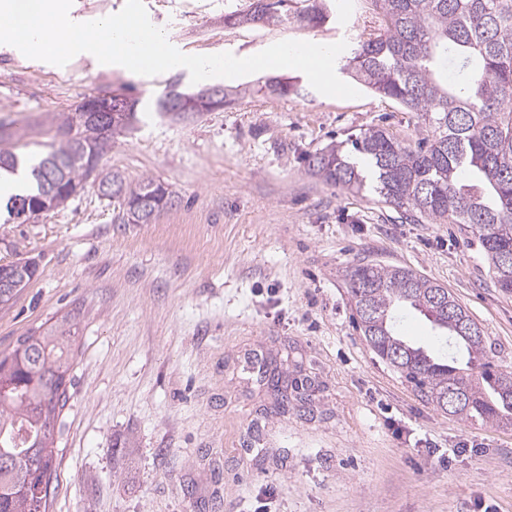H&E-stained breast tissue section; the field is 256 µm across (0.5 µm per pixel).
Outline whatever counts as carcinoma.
Returning a JSON list of instances; mask_svg holds the SVG:
<instances>
[{"mask_svg": "<svg viewBox=\"0 0 512 512\" xmlns=\"http://www.w3.org/2000/svg\"><path fill=\"white\" fill-rule=\"evenodd\" d=\"M379 32L353 49L352 75L429 127L432 135L414 148L386 129L372 127L331 142L309 159L310 171L347 190L363 187L364 175L350 152L362 155L381 200L416 223L470 224L478 232L495 284L512 293V0H370ZM288 16V0H253L228 24H270ZM297 20L307 26L327 20L320 0H311ZM117 130L76 109L58 126L60 146L34 164L11 148L0 149V170H30L24 193L7 199L8 212L44 205L48 177L84 189L89 172L77 151L83 144L97 158ZM104 179L122 190L128 205L158 194L163 205L173 191L148 178L127 184L117 173ZM35 273L0 288V307L12 304ZM345 285L358 328L375 355L393 367L437 408L445 395L468 393L452 414L466 419L512 422V372H494L485 336L456 298L436 299L443 286L413 270L357 264ZM409 306L443 332L448 355H434L397 332L396 311ZM75 319L64 317L43 333L22 336L0 352V512H49L60 465L55 435L61 429L76 358Z\"/></svg>", "mask_w": 512, "mask_h": 512, "instance_id": "1", "label": "carcinoma"}]
</instances>
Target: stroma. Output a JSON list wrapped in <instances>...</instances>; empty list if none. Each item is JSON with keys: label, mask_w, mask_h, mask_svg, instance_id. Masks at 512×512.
<instances>
[{"label": "stroma", "mask_w": 512, "mask_h": 512, "mask_svg": "<svg viewBox=\"0 0 512 512\" xmlns=\"http://www.w3.org/2000/svg\"><path fill=\"white\" fill-rule=\"evenodd\" d=\"M251 0H145L188 55L248 57L299 40L349 47L373 37L368 0H340L323 25H229ZM290 81L285 96L265 84ZM213 86L230 106L160 114L188 70L126 75L83 59L59 67L0 44L5 146L42 153L86 98L122 94L137 119L100 167L175 191L148 224H121L93 184L31 220L0 212V264L35 261L0 309V351L75 315L78 356L59 437L51 512H512V425L436 408L383 363L356 327L346 271L402 266L434 280L512 371V294L496 288L467 224H412L372 190L313 176L330 141L382 126L413 146V113L369 91L327 97L301 71ZM259 354L300 384L287 411L243 372Z\"/></svg>", "instance_id": "1"}]
</instances>
